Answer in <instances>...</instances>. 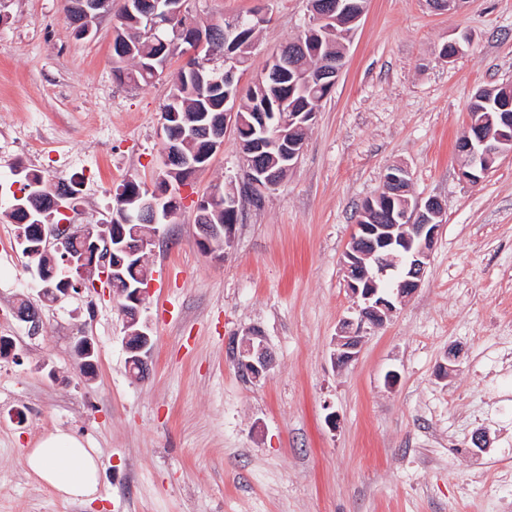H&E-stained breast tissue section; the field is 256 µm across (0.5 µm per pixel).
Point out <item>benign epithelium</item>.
Listing matches in <instances>:
<instances>
[{
    "label": "benign epithelium",
    "mask_w": 512,
    "mask_h": 512,
    "mask_svg": "<svg viewBox=\"0 0 512 512\" xmlns=\"http://www.w3.org/2000/svg\"><path fill=\"white\" fill-rule=\"evenodd\" d=\"M79 20L73 28L81 37L91 34L93 23L102 15L112 12V0H80L70 4ZM364 13V4H348L344 0H322L317 6L311 7L308 27L318 28L334 22L346 21L348 26H357ZM266 22V17L258 12L251 14L245 25L237 20L229 21L227 30L233 35L244 38L254 33ZM176 25V31L185 44L186 61H196V73L205 72L206 59L212 57L208 47V36L201 25L186 16L183 7L167 5L166 8L154 11L148 23L147 34L164 25ZM293 70L297 81L308 86L314 82L331 92L340 76L342 67L339 61L324 57L318 59L315 66L306 70L296 64L288 63V51L282 50L272 57L264 72V77L277 80L288 70ZM224 83L236 91V97L226 95L225 102H237L241 95V83L236 58L224 53ZM291 97L284 94L276 102L279 112L259 110L244 116L227 108L221 115L206 113L197 117V122L181 127L173 135L163 151L164 168L159 178L170 171L171 165L186 169L193 174L201 168L200 162L208 159L224 144V129L233 124L236 131H249L253 138L241 143L243 159L247 168V182L234 195L224 198V211L232 218L230 224H204L198 226L197 241L206 254H211L212 241L216 238L224 241L228 248L232 243L234 223L238 221L242 201L246 197L260 195L275 190L281 182V171L291 170L297 163L303 150L308 128L313 124L316 113L294 112L287 119L280 116ZM277 130V143L282 165L274 169L265 163L266 139L264 135L269 129ZM205 136L209 138L207 149L187 155L180 148V143L193 141ZM462 147L458 152L465 155L466 164L460 171L461 179L474 186L478 185L492 169L498 158L505 154L512 155V114L502 112L499 123L493 120L482 121L475 128L467 129L460 138ZM410 172L402 166L389 168L384 177L382 190L374 199L365 201L360 208L355 224L352 243L342 258V266L346 274L347 288L356 301L358 318L343 320L337 330L336 350L333 360L340 366L354 361L358 355L361 333L364 326L382 325L396 311V304L411 297L421 286L425 269L430 260L439 230L444 224L445 208L442 202L434 197L425 202L413 201L407 196ZM188 186V181L178 185L171 200L155 190L138 191L140 218L149 220L148 228L135 226L127 229L125 224L110 226L102 224L93 229L90 227L75 228L71 224H33L30 230L36 237L46 242L63 261L67 277L60 282V288L49 285L41 286L38 298L41 302L58 299L71 292V287H79L86 283L97 286L102 281L112 284L124 260L139 258L138 265H143L146 255L155 249L157 234L154 229L159 221V209L166 207L168 215H173L171 207L181 205V189ZM399 199V208L386 209V223H376L373 201L382 199ZM148 276L138 278L136 287L113 289L117 307L125 320L126 334L124 343L126 351L138 361L139 376L148 373V358L151 344L149 325L141 319V309L148 295L143 284ZM17 319L25 323L28 331L36 335L40 331L42 317L37 303L29 298L24 305L15 308ZM78 356V368L85 372L95 363V345L93 339L84 334L80 336L75 348ZM238 361L243 374L259 378L271 367V357L263 344L260 332L253 330L246 334L238 347Z\"/></svg>",
    "instance_id": "obj_1"
}]
</instances>
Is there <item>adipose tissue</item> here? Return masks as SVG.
<instances>
[{"instance_id":"obj_1","label":"adipose tissue","mask_w":512,"mask_h":512,"mask_svg":"<svg viewBox=\"0 0 512 512\" xmlns=\"http://www.w3.org/2000/svg\"><path fill=\"white\" fill-rule=\"evenodd\" d=\"M26 467L66 501L94 500L98 456L73 434L56 431L45 435L24 455Z\"/></svg>"}]
</instances>
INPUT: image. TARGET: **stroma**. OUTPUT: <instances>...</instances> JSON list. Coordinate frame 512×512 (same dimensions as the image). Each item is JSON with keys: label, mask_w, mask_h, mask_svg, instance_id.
<instances>
[{"label": "stroma", "mask_w": 512, "mask_h": 512, "mask_svg": "<svg viewBox=\"0 0 512 512\" xmlns=\"http://www.w3.org/2000/svg\"><path fill=\"white\" fill-rule=\"evenodd\" d=\"M124 0L75 37L64 0H0V201L25 177L84 174L60 213L107 223L119 184L154 186L161 112L182 57L138 86L112 75ZM309 0H185L206 23L253 11L268 21L241 77L249 86L296 37ZM464 43L452 62L438 53ZM512 84V0H367L345 68L321 101L300 158L278 189L244 201L223 259L197 243L193 207L160 225L144 316L152 370H128L111 291L86 288L43 305L29 335L12 308L36 282L0 215V512H512V156L476 186L456 150L478 90ZM409 194L445 207L418 291L393 319L365 327L357 358L331 361L336 328L355 317L341 258L357 206L388 167ZM234 129L190 179L195 196L241 183ZM259 331L273 364L239 372L234 340ZM92 336L93 379L73 347ZM455 368L439 378L447 353ZM394 383H387L388 373ZM60 429L99 457L98 496L66 502L31 474L26 449ZM485 433L488 445L471 443Z\"/></svg>", "instance_id": "obj_1"}]
</instances>
